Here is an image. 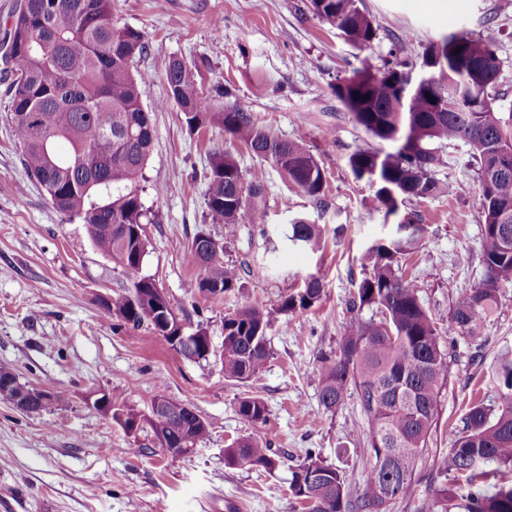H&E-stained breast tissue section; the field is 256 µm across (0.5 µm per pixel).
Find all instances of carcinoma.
<instances>
[{
    "label": "carcinoma",
    "instance_id": "carcinoma-1",
    "mask_svg": "<svg viewBox=\"0 0 512 512\" xmlns=\"http://www.w3.org/2000/svg\"><path fill=\"white\" fill-rule=\"evenodd\" d=\"M361 4L308 0L307 8L363 49L377 38L380 24ZM495 42L491 32H452L431 43L417 66L396 59L377 72L355 68L333 87L354 122L390 147L358 148L348 160L387 216L406 200L439 193L434 173L447 164L442 146L461 141L469 147L483 217V274L450 306L445 331L402 271L401 259L424 239L418 215L404 214L386 236L368 244L366 273L349 301L350 318L336 350L323 356L314 375L325 411L357 400L364 421L365 483L352 489L342 469L308 451L291 467L289 483L303 512H390L411 492L437 432L440 398L455 356L444 335L477 341L498 309L502 289L512 284V109L497 105L501 60ZM3 48L11 126L30 177L54 208L80 219L98 252L122 267L126 284L106 303L108 313L130 329L156 328L157 305L166 296L141 275L147 213L140 182L155 137L150 111L140 101L147 75L133 72L136 56L146 49L143 35L114 23L112 0H23ZM425 68L435 84L411 79ZM167 82L168 97L189 128L220 127L276 168L296 195L328 207L324 170L309 149L275 137L235 101L215 108L180 59L170 60ZM265 178L264 166L244 170L232 154L213 151L205 194L210 223L224 225L227 237L245 222L264 223ZM287 240L317 252L322 225L295 219ZM222 250L209 233L195 234L187 258L203 270L192 283L199 292L215 296L234 287V274L219 259ZM322 292L321 278L312 274L271 311L244 305L224 317V342L211 352L219 356L224 376L239 383L260 377L271 356L268 331L276 316L313 307ZM365 310L370 316L362 315ZM490 389V399L473 400L465 412L463 426L436 464L431 498L417 512H512V479L505 480L512 475L511 359L495 368ZM59 403L54 393L19 409L38 413ZM171 404L169 414L114 409L112 419L129 435L149 431L156 439L163 433L175 442L189 435L197 445L209 424L190 405ZM237 411L254 426L268 419L267 406L256 395L242 397ZM224 463L272 470L281 461L260 436L250 435L224 449Z\"/></svg>",
    "mask_w": 512,
    "mask_h": 512
}]
</instances>
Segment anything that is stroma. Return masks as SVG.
I'll return each instance as SVG.
<instances>
[{"mask_svg": "<svg viewBox=\"0 0 512 512\" xmlns=\"http://www.w3.org/2000/svg\"><path fill=\"white\" fill-rule=\"evenodd\" d=\"M363 7L381 28L360 50L313 16L305 0H113L117 25L144 36L146 50L134 68L150 75L141 86L155 127L141 183L151 219L143 275L155 280L187 330L206 328L217 346L225 315L247 304L277 307L307 275L323 281L318 304L275 322L266 370L245 384L226 379L218 359H185L150 327L128 329L104 311L102 300L125 285L124 272L30 179L0 83V368L62 397L40 413L0 399V512H302L287 467L225 465V446L252 434L277 455L297 459L315 449L352 486L363 484L351 435L362 422L359 406L351 399L336 413L324 411L312 377L349 318L364 245L385 233L372 190L348 165L355 149L378 142L352 121L333 87L352 69L374 71L394 55L418 60L448 33L488 29L502 62L497 91L502 105L512 106V0H363ZM174 58L195 70L205 93L229 87L260 124L306 146L325 171L328 211L293 193L270 166L264 224L240 225L228 238L223 225L210 223L204 198L211 151H230L245 170L257 161L217 126L188 129L168 100L166 69ZM444 152L448 163L435 172L440 194L400 207L426 226L422 246L404 256L402 268L443 324L450 305L482 276L479 199L458 192L475 179L468 148L455 142ZM297 217L324 226L323 250L288 248ZM201 230L223 242L224 265L236 277L234 288L217 297L190 287L198 270L187 253ZM273 253L279 256L274 271L266 263ZM455 351L431 445L436 455L450 448L471 398L486 395L485 377L512 352V286L485 325L481 362H470L467 341H457ZM159 391L208 422L206 439L192 452H132V438L93 406L106 393L114 405L143 410ZM246 395L265 401L264 425L238 414Z\"/></svg>", "mask_w": 512, "mask_h": 512, "instance_id": "stroma-1", "label": "stroma"}]
</instances>
